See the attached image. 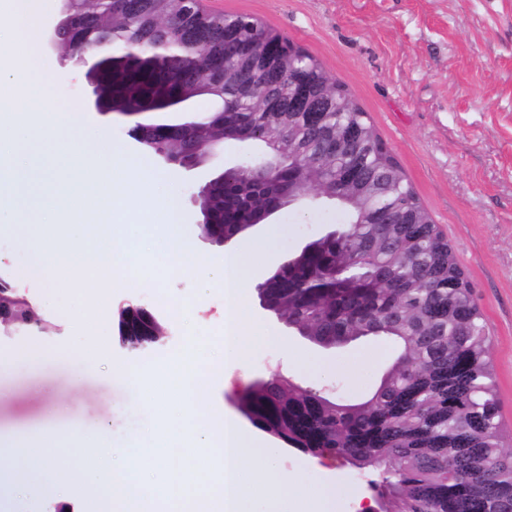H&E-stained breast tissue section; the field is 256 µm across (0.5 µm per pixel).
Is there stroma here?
Wrapping results in <instances>:
<instances>
[{
	"label": "stroma",
	"instance_id": "stroma-1",
	"mask_svg": "<svg viewBox=\"0 0 512 512\" xmlns=\"http://www.w3.org/2000/svg\"><path fill=\"white\" fill-rule=\"evenodd\" d=\"M207 13L244 15L288 37L318 60L331 81L350 91L367 112L378 136L401 166L434 223L452 246L471 284L490 340V358L501 407L503 444L512 449V0H199ZM39 70L60 105L75 106L83 122V151L56 159L53 168L30 165L14 172L13 196L26 199L31 214L43 204L44 182L59 198L97 189L91 159L94 139L107 135L124 158L154 169L162 182L177 184L175 217L186 226V239L198 257L220 268L224 247L200 240L202 215L193 201L214 174L247 156H261L262 143L227 140L223 153L186 170L165 165L142 151L120 118L91 109L82 74L58 55L42 53ZM346 216L325 198L286 206L265 224L243 234L255 241L284 228L266 267L251 271L246 304L257 323L286 336L283 346L254 347L241 363L223 364L224 378L201 397L200 413L227 418L247 436L278 449L289 476L351 485L355 497L341 500L340 512H355L358 500H371L372 474L342 460L316 470L315 458L256 428L240 411L237 395L246 385L281 375L328 397L359 400L369 396L390 368L395 350L382 339H362L332 350L312 345L264 310L255 286L290 253ZM33 248L24 237L0 232V278L9 281L34 307L45 324L8 332L0 327V358L17 359V367L0 373V473L15 470L17 444L56 443L50 475L67 479L65 497L49 485L10 501V512H56L60 503L74 512H103L104 499L121 486L100 494L73 471L78 432L106 431L117 443L158 428L152 408L136 390L112 376L124 362L145 370L163 368L176 354L207 355L205 338L224 323V292L213 279L183 277L156 268L139 285L119 282L93 290L86 275L94 265L83 255L78 265L53 278L27 274ZM145 305L167 329L164 340L139 354L122 347L117 331L121 303ZM185 306L188 317L175 314ZM95 348L94 366L81 350ZM45 352L39 363L23 362L27 349ZM308 352L313 366L295 368L291 354Z\"/></svg>",
	"mask_w": 512,
	"mask_h": 512
}]
</instances>
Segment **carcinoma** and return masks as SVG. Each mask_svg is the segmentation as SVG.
Segmentation results:
<instances>
[{"mask_svg": "<svg viewBox=\"0 0 512 512\" xmlns=\"http://www.w3.org/2000/svg\"><path fill=\"white\" fill-rule=\"evenodd\" d=\"M181 9L196 15L211 33L203 54L169 65L156 55V36H136L116 4L106 0L89 9L75 0L84 17L82 40L94 41L100 30H112L115 41L136 43V53L113 64L117 96L148 97L147 79L155 73L179 85L186 72L210 67L224 52V31L246 40L262 35L276 43L274 51L302 48L246 17L214 18L197 0H182ZM153 29L161 31L173 14L168 0H155ZM288 59L266 74L275 86L288 85ZM331 109L320 139L302 130L303 112L288 111L284 99L272 97L266 109L249 103L223 114L222 104L237 96L235 87L215 73L199 93L214 104L205 117L203 138L224 139L234 125L247 140L265 144V156L282 166L278 182L262 188L243 187L236 176L220 185L205 204L227 211L224 226L232 232L252 215L276 206L294 165L319 153L311 177L336 191L349 222L334 237L323 235L308 249L277 268L274 287L265 298L270 309L293 331L316 345L341 348L366 337H381L398 348L389 370L373 393L359 401L333 400L303 390L291 381L269 380L239 397L253 424L301 449L324 451L351 467L378 473L371 481L380 512H512V451L501 446L500 405L489 359V338L473 302L469 281L437 225L420 204L398 162L374 131L366 112L340 84H329ZM279 126L299 135L280 145L270 140ZM343 126L359 132L357 155H336V132ZM398 208L412 224H377L376 212ZM15 325H40L32 307L12 285L0 281V316ZM133 322L132 334L120 337L131 353L161 341L163 328L143 308L118 313L117 327Z\"/></svg>", "mask_w": 512, "mask_h": 512, "instance_id": "1", "label": "carcinoma"}]
</instances>
